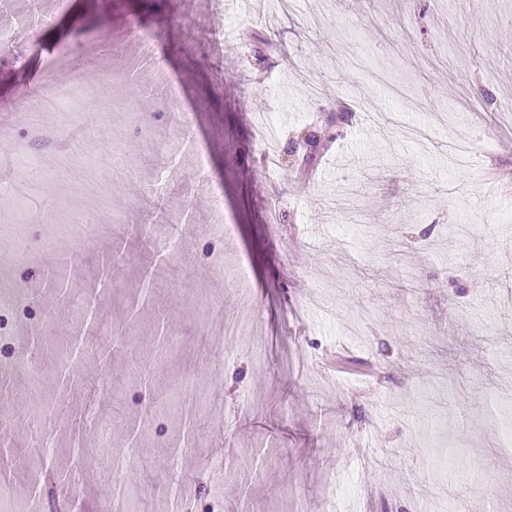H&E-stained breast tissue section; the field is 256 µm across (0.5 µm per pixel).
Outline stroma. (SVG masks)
Listing matches in <instances>:
<instances>
[{
  "instance_id": "obj_1",
  "label": "stroma",
  "mask_w": 512,
  "mask_h": 512,
  "mask_svg": "<svg viewBox=\"0 0 512 512\" xmlns=\"http://www.w3.org/2000/svg\"><path fill=\"white\" fill-rule=\"evenodd\" d=\"M1 14L19 41L0 50V110L77 77L104 109L65 137L21 114L0 133V259L26 295L0 298V355L36 336L61 357L18 368L0 402V512H31L34 488L41 512H101L118 490L130 512H512V197L487 176L512 177V0H10ZM224 17L251 29L246 58L213 45ZM136 23L160 35L144 59ZM256 115L279 131L276 169L257 161ZM146 137L158 154L126 176L97 168ZM80 140L84 160L41 173L44 152ZM148 196L183 228L160 250L130 230ZM102 208L121 219L111 234L69 228ZM162 263L181 273L158 307L143 292ZM47 273L97 319L58 327ZM116 327L122 345L83 354ZM334 351L356 370L331 368ZM56 405L69 424H46ZM84 414L120 465L69 492L58 477ZM173 468L190 479L177 492Z\"/></svg>"
}]
</instances>
